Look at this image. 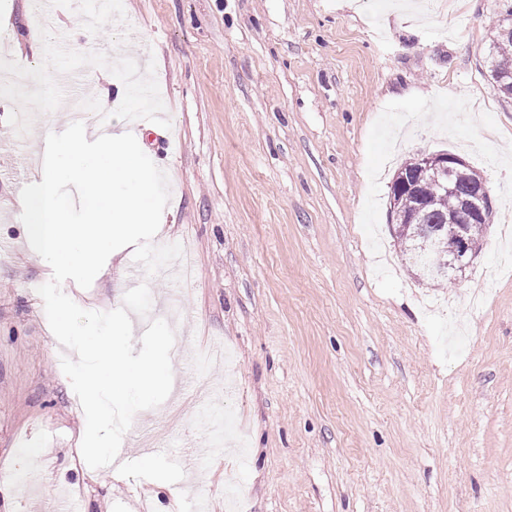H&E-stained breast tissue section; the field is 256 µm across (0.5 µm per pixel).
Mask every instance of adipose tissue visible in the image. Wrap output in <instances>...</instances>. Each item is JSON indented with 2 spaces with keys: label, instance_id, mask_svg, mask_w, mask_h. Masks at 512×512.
Wrapping results in <instances>:
<instances>
[{
  "label": "adipose tissue",
  "instance_id": "1",
  "mask_svg": "<svg viewBox=\"0 0 512 512\" xmlns=\"http://www.w3.org/2000/svg\"><path fill=\"white\" fill-rule=\"evenodd\" d=\"M51 144L54 163L40 179L15 194L14 211L23 218L25 242L56 275L82 287L111 275L100 260L113 241H133L158 221L153 169L139 165L133 136L109 132L89 135L86 124L58 134L52 114L39 132ZM77 183L86 203L85 221L72 223L59 206L62 182Z\"/></svg>",
  "mask_w": 512,
  "mask_h": 512
}]
</instances>
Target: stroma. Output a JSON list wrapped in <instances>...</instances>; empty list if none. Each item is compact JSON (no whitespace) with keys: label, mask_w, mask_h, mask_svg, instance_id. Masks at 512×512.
I'll return each instance as SVG.
<instances>
[{"label":"stroma","mask_w":512,"mask_h":512,"mask_svg":"<svg viewBox=\"0 0 512 512\" xmlns=\"http://www.w3.org/2000/svg\"><path fill=\"white\" fill-rule=\"evenodd\" d=\"M98 0H0V201L43 165L21 71H39L64 127L112 97L134 64L170 132L144 136L160 184L158 236L125 249L84 289L120 307L126 263L174 324L173 387L134 417L119 468L79 453L86 419L37 292L49 267L0 210V473L23 497L0 512H512V99L487 73L505 0H106L91 61L71 55ZM76 82L63 86L56 68ZM446 150L495 202L483 248L443 286L414 278L389 228L398 168ZM153 456L155 467L143 463Z\"/></svg>","instance_id":"35a3bbf8"}]
</instances>
